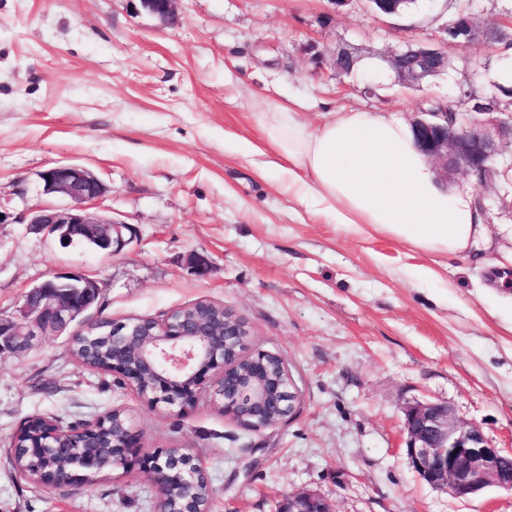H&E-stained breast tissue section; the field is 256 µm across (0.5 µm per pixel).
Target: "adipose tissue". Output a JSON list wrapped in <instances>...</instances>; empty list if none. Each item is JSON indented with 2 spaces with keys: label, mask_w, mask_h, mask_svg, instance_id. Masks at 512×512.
<instances>
[{
  "label": "adipose tissue",
  "mask_w": 512,
  "mask_h": 512,
  "mask_svg": "<svg viewBox=\"0 0 512 512\" xmlns=\"http://www.w3.org/2000/svg\"><path fill=\"white\" fill-rule=\"evenodd\" d=\"M254 118L264 143L242 141V155L269 147L283 191L347 232L381 233L429 254L474 257L487 249L473 193L444 184L410 123L349 111L327 113L314 127L294 104L267 99Z\"/></svg>",
  "instance_id": "adipose-tissue-1"
}]
</instances>
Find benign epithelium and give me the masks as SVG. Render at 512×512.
<instances>
[{"mask_svg":"<svg viewBox=\"0 0 512 512\" xmlns=\"http://www.w3.org/2000/svg\"><path fill=\"white\" fill-rule=\"evenodd\" d=\"M141 6L163 23L177 20V0H139ZM397 82L418 88L429 78L448 72V53L439 43H407L383 56ZM419 147L438 165L443 176L470 174L493 161L512 146V122L493 116H475L465 124L448 123V113L423 111L412 121ZM43 192L68 198L71 204L30 211L24 220L29 228L58 236L60 242H75L74 234L100 245L113 255L131 242L129 224L96 211L88 203L100 198L105 185L89 169L59 165L39 174ZM100 296L96 281L84 275L55 274L33 286L25 295L16 319L0 318V354H22L32 350L45 336L65 332L81 320ZM112 349L121 352L140 341L141 361H112L111 373L124 383L145 378L138 394L152 406L184 416L202 396L220 404L245 428L259 431L288 417L295 409L298 391L289 372L280 377L268 371L272 353L245 352L249 330L230 311L218 316L186 318L169 314L158 322L134 317L112 322ZM403 451L417 475L431 487L458 496L476 495L489 488L512 491V482L501 478L504 462L512 457L491 445L476 425H465L446 403L412 401L403 407ZM98 416L82 426L64 428L45 420L41 443L26 451L39 461L56 451L63 441L73 459L71 468L42 471L40 484H81L95 468L96 457L86 446L92 429L103 425ZM184 461L172 457L168 449L142 456L131 426L124 430L123 442L116 449L115 466L126 470L138 462L147 471L157 491V512H169L168 502L178 488L192 484L203 475L201 466L189 453ZM280 512H332L326 500L312 490L288 494Z\"/></svg>","mask_w":512,"mask_h":512,"instance_id":"1","label":"benign epithelium"}]
</instances>
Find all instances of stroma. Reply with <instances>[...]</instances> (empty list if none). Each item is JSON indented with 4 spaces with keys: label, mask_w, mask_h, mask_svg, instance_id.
Returning a JSON list of instances; mask_svg holds the SVG:
<instances>
[{
    "label": "stroma",
    "mask_w": 512,
    "mask_h": 512,
    "mask_svg": "<svg viewBox=\"0 0 512 512\" xmlns=\"http://www.w3.org/2000/svg\"><path fill=\"white\" fill-rule=\"evenodd\" d=\"M398 16L367 0H178L165 25L139 0H0V316L54 273L96 279L90 317L163 320L207 300L242 317L248 350L279 355L299 391L292 417L260 431L200 402L177 416L112 373L81 365L70 336L0 356V512H155L140 469L95 485L39 484L13 467L12 436L31 415L70 425L119 408L143 452L182 448L215 490L210 512H279L310 489L332 512H512V492L455 497L420 480L401 451L403 408L450 405L495 447L512 448V180L458 174L482 198L493 245L477 266L355 236L259 179L238 152L258 141L261 98L320 113L413 120L450 98L467 110L512 67L479 37L448 44L447 74L415 90L363 61L442 37L456 0ZM361 63L332 74L336 51ZM77 164L106 187L92 210L135 230L120 254L32 232L28 210L67 205L40 172ZM210 265L198 275L193 255ZM434 269L431 278L420 268Z\"/></svg>",
    "instance_id": "obj_1"
}]
</instances>
